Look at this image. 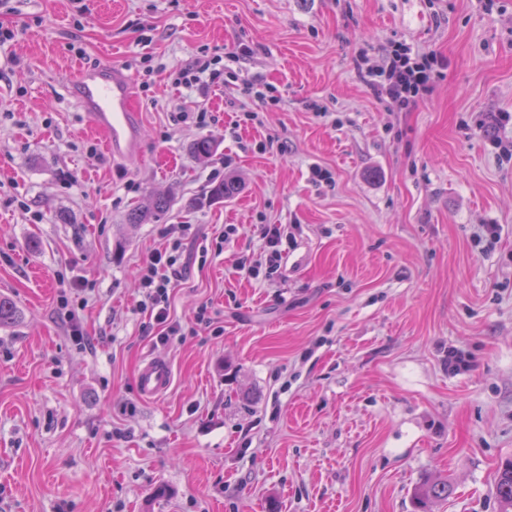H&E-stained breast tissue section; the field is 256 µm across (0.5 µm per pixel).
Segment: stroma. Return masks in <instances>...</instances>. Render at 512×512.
<instances>
[{"label":"stroma","mask_w":512,"mask_h":512,"mask_svg":"<svg viewBox=\"0 0 512 512\" xmlns=\"http://www.w3.org/2000/svg\"><path fill=\"white\" fill-rule=\"evenodd\" d=\"M399 43L448 62L408 112L357 61ZM196 55L203 94L173 84ZM104 63L133 80L139 157L112 159L69 94ZM487 112L512 113V0H0V512H414L434 474L452 491L432 512H498L512 163ZM156 192L173 207L128 223ZM169 224L196 231L171 295L187 332L157 347L137 270ZM260 224L295 236L269 280L238 268ZM82 281L80 344L56 299ZM204 304L220 333L193 329ZM152 354L174 380L149 401ZM173 382L171 365L158 357H146L141 365L138 387L145 399H154L165 394Z\"/></svg>","instance_id":"stroma-1"}]
</instances>
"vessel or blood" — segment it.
Masks as SVG:
<instances>
[{
    "instance_id": "b4317fda",
    "label": "vessel or blood",
    "mask_w": 512,
    "mask_h": 512,
    "mask_svg": "<svg viewBox=\"0 0 512 512\" xmlns=\"http://www.w3.org/2000/svg\"><path fill=\"white\" fill-rule=\"evenodd\" d=\"M70 92L86 112L92 126L105 137L107 153L125 160L142 151V126L134 103L132 81L118 66L78 68ZM173 382L170 364L161 358L146 357L141 365L138 387L145 399L165 394Z\"/></svg>"
}]
</instances>
